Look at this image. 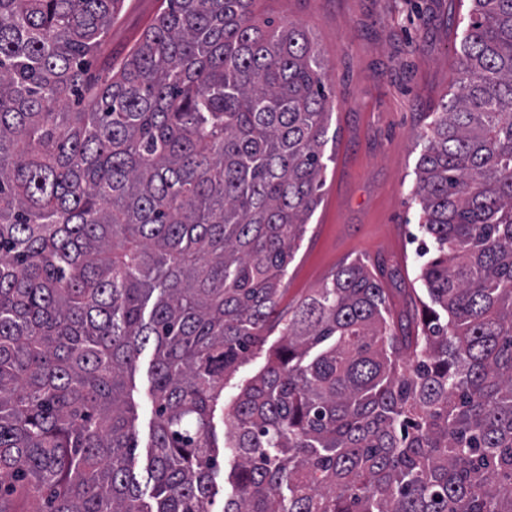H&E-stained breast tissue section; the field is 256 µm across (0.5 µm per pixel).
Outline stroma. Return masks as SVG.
I'll use <instances>...</instances> for the list:
<instances>
[{
	"label": "stroma",
	"mask_w": 512,
	"mask_h": 512,
	"mask_svg": "<svg viewBox=\"0 0 512 512\" xmlns=\"http://www.w3.org/2000/svg\"><path fill=\"white\" fill-rule=\"evenodd\" d=\"M159 0H125L108 49L121 56L142 36ZM269 16L298 23L324 60L332 95L321 202L288 268L277 310L320 286L342 264L364 261L403 305L416 285L422 236L411 201L418 135L450 92L456 48L467 20L461 0H263ZM152 350L132 377L143 468L155 421Z\"/></svg>",
	"instance_id": "35a3bbf8"
}]
</instances>
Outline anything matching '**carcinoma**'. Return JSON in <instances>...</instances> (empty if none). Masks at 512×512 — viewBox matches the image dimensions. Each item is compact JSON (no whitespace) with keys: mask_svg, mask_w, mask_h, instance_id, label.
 I'll list each match as a JSON object with an SVG mask.
<instances>
[{"mask_svg":"<svg viewBox=\"0 0 512 512\" xmlns=\"http://www.w3.org/2000/svg\"><path fill=\"white\" fill-rule=\"evenodd\" d=\"M124 2L0 0V512H209L225 462L222 512H512V0H470L419 134V306L356 262L285 324L331 160L321 54L257 0H161L87 68ZM279 338V331L275 332L271 337L265 350L261 353H255L250 356L248 362L240 368L239 372L231 379L230 383L224 389V409L233 397L236 391V385L246 378H250L257 374L265 364L266 360V349L271 343L275 342ZM153 351L146 349L136 362L132 383L133 399L135 402L136 430L138 434V448L135 452V468L141 469L146 463L150 448L151 433L155 421V406L150 396L151 387V361Z\"/></svg>","mask_w":512,"mask_h":512,"instance_id":"carcinoma-1","label":"carcinoma"}]
</instances>
